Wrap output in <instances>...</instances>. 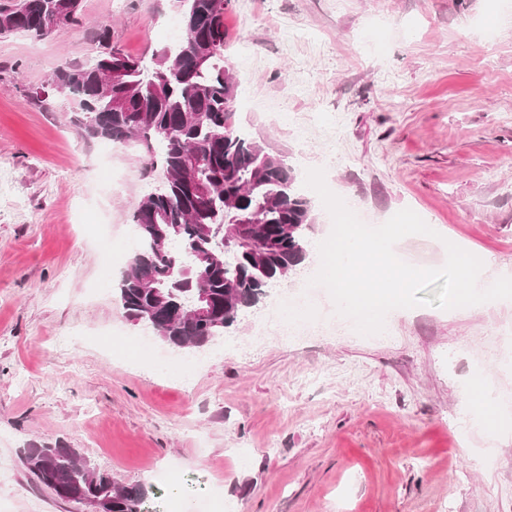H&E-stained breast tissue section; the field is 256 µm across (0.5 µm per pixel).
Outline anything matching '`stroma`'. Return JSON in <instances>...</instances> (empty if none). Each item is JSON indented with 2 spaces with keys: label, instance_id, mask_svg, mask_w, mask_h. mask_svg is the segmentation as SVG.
I'll list each match as a JSON object with an SVG mask.
<instances>
[{
  "label": "stroma",
  "instance_id": "35a3bbf8",
  "mask_svg": "<svg viewBox=\"0 0 512 512\" xmlns=\"http://www.w3.org/2000/svg\"><path fill=\"white\" fill-rule=\"evenodd\" d=\"M79 26L0 35V512H85L37 483L23 448L63 443L151 512H179L167 480L214 512H512V301L395 310L390 334L259 335L266 303L167 372L134 362L143 333L113 290L134 254L132 211L158 186L139 143L84 138L62 61L100 46L136 57L177 41L173 0H81ZM224 56L237 110L297 172L344 162L332 192L369 223L408 208L441 238L399 245L422 268L444 242L512 269V0H229ZM495 381L491 434L458 441L463 397Z\"/></svg>",
  "mask_w": 512,
  "mask_h": 512
}]
</instances>
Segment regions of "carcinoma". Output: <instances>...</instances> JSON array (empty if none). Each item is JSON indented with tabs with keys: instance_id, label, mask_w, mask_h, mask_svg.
Segmentation results:
<instances>
[{
	"instance_id": "1",
	"label": "carcinoma",
	"mask_w": 512,
	"mask_h": 512,
	"mask_svg": "<svg viewBox=\"0 0 512 512\" xmlns=\"http://www.w3.org/2000/svg\"><path fill=\"white\" fill-rule=\"evenodd\" d=\"M183 35L148 66L117 47L119 83L109 81L106 56L57 67L52 83L77 102L71 122L80 133L115 144L143 145L161 162L163 185L132 213L137 249L115 283L130 320L191 354L224 335L246 306L308 257L311 199L285 157L266 150L230 124L236 78L224 58L228 0H178ZM79 12V0H0V34L46 37L55 31L50 8ZM211 317L190 311L199 289ZM37 481L62 501H109V512H149L141 485H121L80 449H23Z\"/></svg>"
}]
</instances>
